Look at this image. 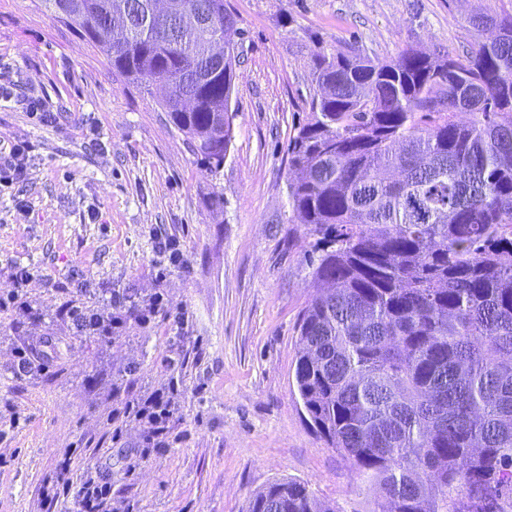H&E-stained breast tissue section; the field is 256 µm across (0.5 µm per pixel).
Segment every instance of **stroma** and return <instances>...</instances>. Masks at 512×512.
Here are the masks:
<instances>
[{
	"label": "stroma",
	"instance_id": "35a3bbf8",
	"mask_svg": "<svg viewBox=\"0 0 512 512\" xmlns=\"http://www.w3.org/2000/svg\"><path fill=\"white\" fill-rule=\"evenodd\" d=\"M224 5L240 63L232 142L210 176L156 97L115 74L101 49L38 0H0V80L12 86L0 144L28 146L23 175L0 186V293L28 268L25 298L39 313L0 315V512H44L41 488L84 442L69 478L108 474L116 508L128 498L137 512H248L254 493L290 479L336 512H373L375 490L315 433L295 383L311 237L288 202L289 140L312 112L315 55H460L478 39L467 15L511 11L512 0ZM30 99L52 122L29 116ZM105 288L134 306L163 292L185 325L159 316L108 344L76 335L65 306L97 305ZM45 336L56 342L46 369L16 378V349ZM130 368L134 393L180 386L169 446L146 458L138 426L115 443L102 424Z\"/></svg>",
	"mask_w": 512,
	"mask_h": 512
}]
</instances>
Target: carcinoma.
<instances>
[{
    "label": "carcinoma",
    "mask_w": 512,
    "mask_h": 512,
    "mask_svg": "<svg viewBox=\"0 0 512 512\" xmlns=\"http://www.w3.org/2000/svg\"><path fill=\"white\" fill-rule=\"evenodd\" d=\"M219 15L184 33L151 0H40L161 100L211 175L232 140L237 45ZM122 3L134 26L109 22ZM492 37L457 58L407 49L373 62L318 54L312 113L288 145L294 221L316 236V288L294 376L312 426L375 488L374 512H512V12L467 18ZM249 512H335L294 480Z\"/></svg>",
    "instance_id": "cac0c4a2"
}]
</instances>
